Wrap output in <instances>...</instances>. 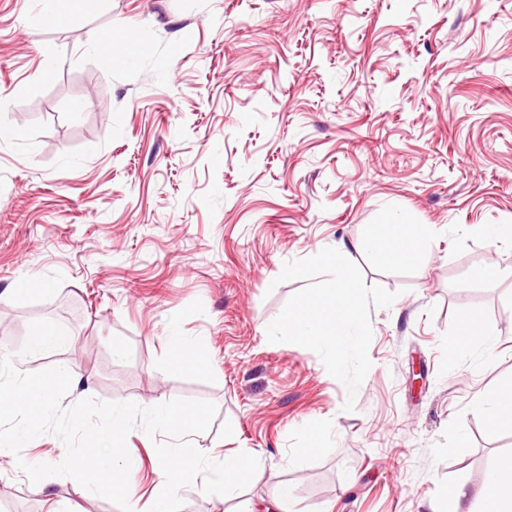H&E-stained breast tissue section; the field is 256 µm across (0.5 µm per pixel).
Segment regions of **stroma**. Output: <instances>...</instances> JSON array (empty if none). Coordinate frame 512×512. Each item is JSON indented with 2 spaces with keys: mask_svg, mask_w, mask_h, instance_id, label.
<instances>
[{
  "mask_svg": "<svg viewBox=\"0 0 512 512\" xmlns=\"http://www.w3.org/2000/svg\"><path fill=\"white\" fill-rule=\"evenodd\" d=\"M0 0V337L48 319L83 381L64 405L175 398L218 407L201 448L258 456L237 512L286 483L288 512H434L481 486L512 430L471 402L512 380V0ZM113 42L111 66L95 46ZM433 230L423 258L359 250L384 213ZM347 252L366 284L372 366L355 395L313 351L267 339L305 285L286 262ZM30 289L15 293L18 281ZM496 338L452 358L459 316ZM204 351L172 365V336ZM125 347L112 354L113 342ZM354 411H346L347 398ZM138 494L159 482L133 430ZM308 449L302 461L291 451ZM37 490L0 459V512H118L67 477Z\"/></svg>",
  "mask_w": 512,
  "mask_h": 512,
  "instance_id": "35a3bbf8",
  "label": "stroma"
}]
</instances>
